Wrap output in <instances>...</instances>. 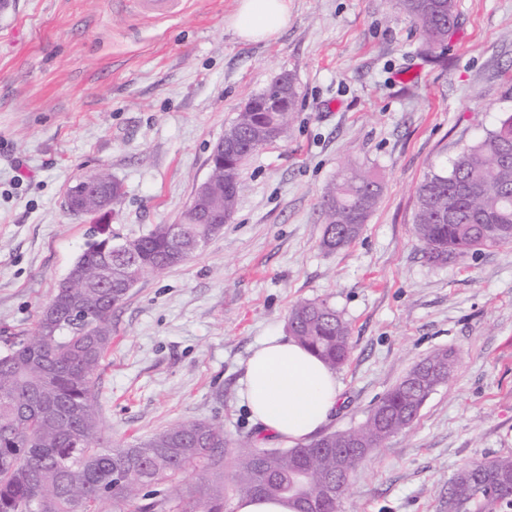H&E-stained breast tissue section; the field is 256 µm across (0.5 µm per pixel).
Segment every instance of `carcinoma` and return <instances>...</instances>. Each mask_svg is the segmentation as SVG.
Listing matches in <instances>:
<instances>
[{
	"label": "carcinoma",
	"instance_id": "carcinoma-1",
	"mask_svg": "<svg viewBox=\"0 0 512 512\" xmlns=\"http://www.w3.org/2000/svg\"><path fill=\"white\" fill-rule=\"evenodd\" d=\"M421 28L428 53L448 40L456 25L455 0H395ZM280 93L288 111L272 112L266 92L250 97L252 111L238 113L224 131L246 144L213 171L224 210L234 211L241 168L261 147L273 142L264 127L288 130L299 93L294 80L281 74ZM380 187L359 165L325 188L322 244L343 248L359 235L373 210ZM180 220L184 242L209 241L212 225ZM413 232L433 264L476 257L512 246V114L463 152L449 170L426 174L416 191ZM106 238L89 244L72 271L81 288L72 296L56 289L28 336H7L0 351V512H224L223 425L206 420L175 424L132 443L106 445L101 436L93 390L102 360L112 344V310L128 297L130 277L155 272L157 259L177 266L195 251L174 249L167 225L158 224L134 239V253L116 252ZM112 266V282L99 280V268ZM289 333L331 369L350 357V329L328 301L296 304ZM455 364L448 351L418 362L390 389L359 427L323 435L308 444L238 449L232 491L238 496L285 498L300 510L338 512L339 504L318 494L323 480L348 482L365 455L347 452L336 470V449L356 436L367 450L409 428L427 397ZM216 478L198 489L171 495L189 465ZM512 500V455L498 456L461 470L448 492L450 512L488 510Z\"/></svg>",
	"mask_w": 512,
	"mask_h": 512
}]
</instances>
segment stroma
Listing matches in <instances>:
<instances>
[{"label": "stroma", "mask_w": 512, "mask_h": 512, "mask_svg": "<svg viewBox=\"0 0 512 512\" xmlns=\"http://www.w3.org/2000/svg\"><path fill=\"white\" fill-rule=\"evenodd\" d=\"M439 56L392 0H289L287 27L240 41L236 0H189L155 19L113 0H14L0 14V336L37 324L90 240L64 206L101 171L122 196L117 240L175 223L246 100L279 74L300 98L285 137L244 164L231 220L181 265L146 275L112 313L94 388L103 437L219 421L237 443L285 448L240 398L248 358L288 333L291 308L326 299L351 355L322 433L362 423L412 366L456 365L412 426L370 451L339 512H448L468 465L512 455V247L430 263L413 234L416 189L512 113V0H455ZM353 164L381 185L359 237L322 244V194Z\"/></svg>", "instance_id": "35a3bbf8"}]
</instances>
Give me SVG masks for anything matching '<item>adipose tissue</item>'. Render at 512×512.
<instances>
[{
	"label": "adipose tissue",
	"mask_w": 512,
	"mask_h": 512,
	"mask_svg": "<svg viewBox=\"0 0 512 512\" xmlns=\"http://www.w3.org/2000/svg\"><path fill=\"white\" fill-rule=\"evenodd\" d=\"M288 18V0H238L230 25L241 40L269 41ZM241 396L262 429L300 441L335 410L339 388L334 371L298 342L272 336L249 358Z\"/></svg>",
	"instance_id": "ef3b65f1"
}]
</instances>
